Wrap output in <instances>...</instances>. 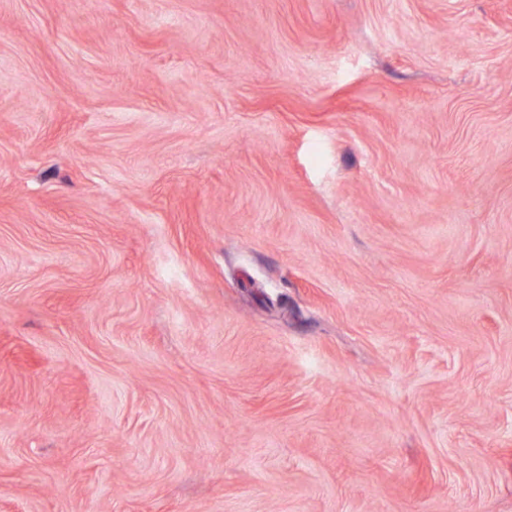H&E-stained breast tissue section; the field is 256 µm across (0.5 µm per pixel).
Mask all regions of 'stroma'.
I'll list each match as a JSON object with an SVG mask.
<instances>
[{
  "label": "stroma",
  "instance_id": "1",
  "mask_svg": "<svg viewBox=\"0 0 512 512\" xmlns=\"http://www.w3.org/2000/svg\"><path fill=\"white\" fill-rule=\"evenodd\" d=\"M0 512H512V0H0Z\"/></svg>",
  "mask_w": 512,
  "mask_h": 512
}]
</instances>
